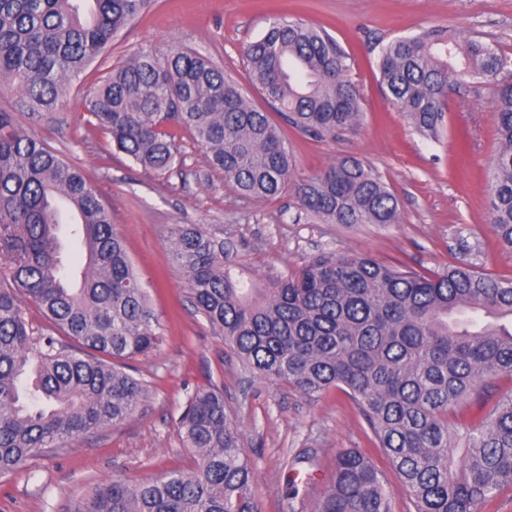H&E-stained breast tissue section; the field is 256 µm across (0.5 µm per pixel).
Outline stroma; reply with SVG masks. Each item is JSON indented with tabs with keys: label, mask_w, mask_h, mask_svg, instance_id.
I'll return each instance as SVG.
<instances>
[{
	"label": "stroma",
	"mask_w": 512,
	"mask_h": 512,
	"mask_svg": "<svg viewBox=\"0 0 512 512\" xmlns=\"http://www.w3.org/2000/svg\"><path fill=\"white\" fill-rule=\"evenodd\" d=\"M280 15L325 26L353 57L351 78L361 93V122L353 130L320 140L287 128L296 175L356 158L389 184L399 201L400 223L320 224L306 215L291 189L269 201L241 197L210 169L203 149L185 132L178 135L181 166L150 175L88 124L85 100L94 83L140 53L162 56L173 47L224 67L250 100L267 108L249 80L243 51ZM429 28L480 39L512 56V0H154L74 82L55 111L39 117L14 112L19 127L82 167L97 186L146 282L161 341L131 363L148 388L137 415L73 438L63 450L0 478V512H74L107 481L138 483L191 468L178 419L189 395L211 385L223 389L243 448L257 463L261 512H312L334 479L337 453L348 448L367 453L382 471L393 512H414L399 475L344 392L333 389L309 400L242 371L196 311L172 265L170 229L201 224L224 235L238 260L261 280L287 274L321 251L363 253L418 270L463 261L512 278V251L498 242L485 206L499 150L494 88L474 84L452 93L442 137L433 142L393 107L379 83L381 46ZM305 449L315 465L287 468V458Z\"/></svg>",
	"instance_id": "stroma-1"
}]
</instances>
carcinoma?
Here are the masks:
<instances>
[{
  "label": "carcinoma",
  "instance_id": "carcinoma-1",
  "mask_svg": "<svg viewBox=\"0 0 512 512\" xmlns=\"http://www.w3.org/2000/svg\"><path fill=\"white\" fill-rule=\"evenodd\" d=\"M149 0H0V91L16 109L52 112L73 83L148 7ZM252 81L282 120L315 138L360 122L354 60L323 27L276 16L244 50ZM380 84L415 128L441 136L448 98L496 87L500 148L487 210L512 248V58L443 29L400 37L378 55ZM95 126L147 173L180 165L176 132L189 133L239 194L269 200L294 186L323 224H398L388 184L356 159L295 178L286 134L224 69L194 52L141 53L86 97ZM85 253L81 280L62 261L63 233ZM172 257L194 306L245 372L315 399L346 393L408 490L415 512H483L512 489V279L472 264L418 271L367 254L321 252L257 287L234 246L196 224L170 232ZM0 475L46 448L135 416L144 382L126 361L159 345L148 294L97 187L78 166L0 110ZM52 325L40 336L23 299ZM178 427L188 471L97 487L75 512H260L257 470L217 389H198ZM314 512H392L381 470L356 448L336 456L333 483Z\"/></svg>",
  "mask_w": 512,
  "mask_h": 512
}]
</instances>
